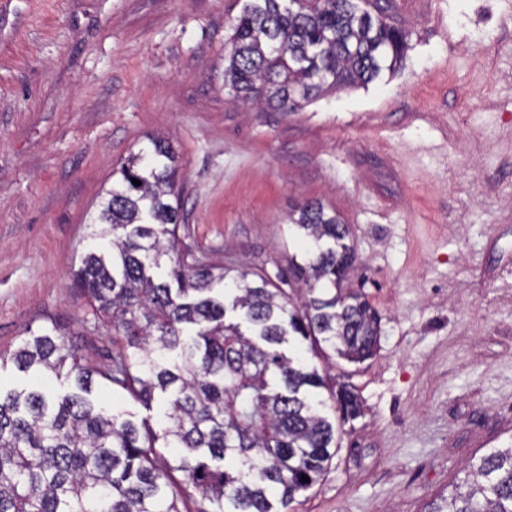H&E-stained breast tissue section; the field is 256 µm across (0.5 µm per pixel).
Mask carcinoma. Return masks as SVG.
Returning <instances> with one entry per match:
<instances>
[{
	"label": "carcinoma",
	"mask_w": 512,
	"mask_h": 512,
	"mask_svg": "<svg viewBox=\"0 0 512 512\" xmlns=\"http://www.w3.org/2000/svg\"><path fill=\"white\" fill-rule=\"evenodd\" d=\"M229 44L234 96L294 112L395 69L407 35L355 0H247ZM174 162L167 141L150 139L112 170L91 219L98 246L82 253L73 287L112 328L109 363L82 354L56 322L11 353L17 370L61 391L0 390V512H185L189 486L210 512H291L334 456L327 400L344 422L361 413L330 374L336 358L363 363L380 341L379 316L350 279L349 225L320 201L298 204L291 230L310 249L288 255L295 299L263 269L179 247ZM304 343L326 368L298 351ZM97 383L148 409L163 400L164 426L107 412ZM161 448L177 452L167 460ZM428 512H512V443Z\"/></svg>",
	"instance_id": "obj_1"
}]
</instances>
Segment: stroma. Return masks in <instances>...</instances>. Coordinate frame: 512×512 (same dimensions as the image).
<instances>
[{
	"label": "stroma",
	"mask_w": 512,
	"mask_h": 512,
	"mask_svg": "<svg viewBox=\"0 0 512 512\" xmlns=\"http://www.w3.org/2000/svg\"><path fill=\"white\" fill-rule=\"evenodd\" d=\"M0 15V351L51 320L97 362L112 333L71 287L112 169L167 138L183 246L285 272L288 213L350 225L378 312L344 364L361 415L294 512H425L512 441V0H370L404 30L394 73L294 112L235 102L224 57L245 0H10ZM106 407L160 427L96 385Z\"/></svg>",
	"instance_id": "1"
}]
</instances>
